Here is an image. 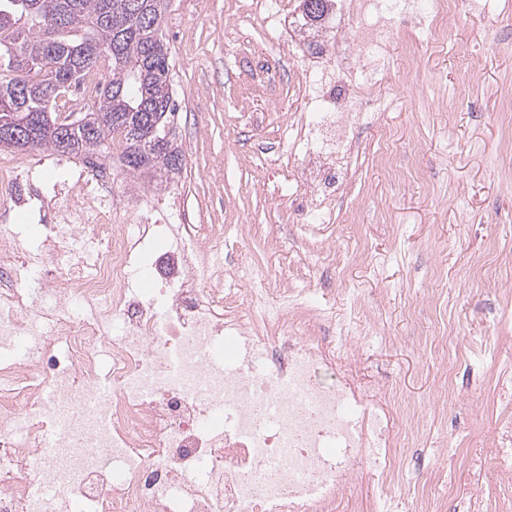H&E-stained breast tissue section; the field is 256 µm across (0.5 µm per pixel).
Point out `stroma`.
Returning <instances> with one entry per match:
<instances>
[{
  "mask_svg": "<svg viewBox=\"0 0 512 512\" xmlns=\"http://www.w3.org/2000/svg\"><path fill=\"white\" fill-rule=\"evenodd\" d=\"M250 0H169L163 36L170 47L175 125L185 165L169 186L148 188L104 159L124 193L181 194L157 213L161 224L218 226L227 251L218 265L245 263L270 288H331V317L318 335L350 324L359 338L357 377L395 395L394 454L403 474L375 503L376 475L363 471L336 512H411L427 491L455 512L463 490L461 451L490 436L499 417L496 384L512 380V0L455 20L444 39L397 33L392 82L400 100L365 130L369 160L335 224L289 223L277 201L288 187L262 180L288 155L261 154L276 117L293 112L295 64L264 41L246 13ZM417 71L405 85L411 44ZM264 68L266 90L246 84ZM253 122L240 121L242 108ZM35 199L12 213L21 243L40 232V210L62 201L69 174L57 152L36 149ZM396 155L402 174L385 159ZM334 246L335 259L324 248ZM416 409L410 424L405 410Z\"/></svg>",
  "mask_w": 512,
  "mask_h": 512,
  "instance_id": "obj_1",
  "label": "stroma"
}]
</instances>
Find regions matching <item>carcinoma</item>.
<instances>
[{"mask_svg": "<svg viewBox=\"0 0 512 512\" xmlns=\"http://www.w3.org/2000/svg\"><path fill=\"white\" fill-rule=\"evenodd\" d=\"M45 2L0 0V123H38L33 148L89 160L117 150L126 172L160 187L180 176L167 0H54V18ZM298 8L301 25L321 29L332 0H299ZM104 67L112 78L85 113L92 129L74 127L62 141L50 104Z\"/></svg>", "mask_w": 512, "mask_h": 512, "instance_id": "1", "label": "carcinoma"}]
</instances>
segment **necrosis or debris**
I'll list each match as a JSON object with an SVG mask.
<instances>
[{"label":"necrosis or debris","mask_w":512,"mask_h":512,"mask_svg":"<svg viewBox=\"0 0 512 512\" xmlns=\"http://www.w3.org/2000/svg\"><path fill=\"white\" fill-rule=\"evenodd\" d=\"M476 0H335L331 51L298 75L301 104L281 121L278 149L301 160L296 224L335 223L360 173L359 135L395 98L391 45L403 28L438 36ZM250 12L279 53L295 56L282 0ZM27 157H0V512H335L364 467L387 498L396 474L387 391L358 386L334 343L298 318L310 300L198 284L221 252L219 231L180 224L178 285L129 291L128 269L162 235L161 204L123 203L104 171H80L65 201L44 208V297L29 299V267L7 218L36 196ZM479 477L467 512L494 472V512H512V409L496 440L472 451Z\"/></svg>","instance_id":"necrosis-or-debris-1"}]
</instances>
